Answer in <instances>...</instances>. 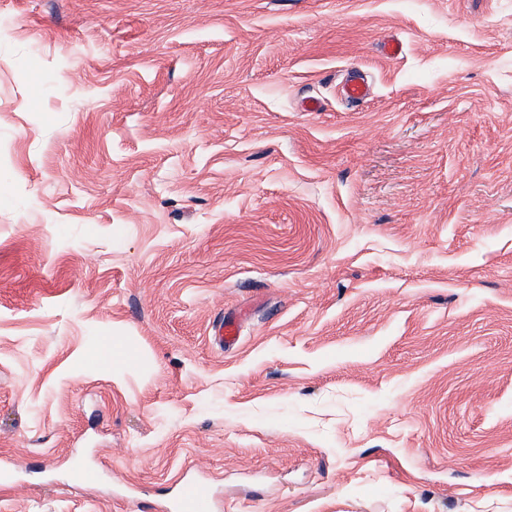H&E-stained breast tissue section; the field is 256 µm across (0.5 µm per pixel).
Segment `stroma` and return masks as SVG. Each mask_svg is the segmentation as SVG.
Listing matches in <instances>:
<instances>
[{"instance_id": "stroma-1", "label": "stroma", "mask_w": 512, "mask_h": 512, "mask_svg": "<svg viewBox=\"0 0 512 512\" xmlns=\"http://www.w3.org/2000/svg\"><path fill=\"white\" fill-rule=\"evenodd\" d=\"M0 26V512H512V0ZM212 494L210 486L203 481H188L174 503L177 512H210Z\"/></svg>"}]
</instances>
